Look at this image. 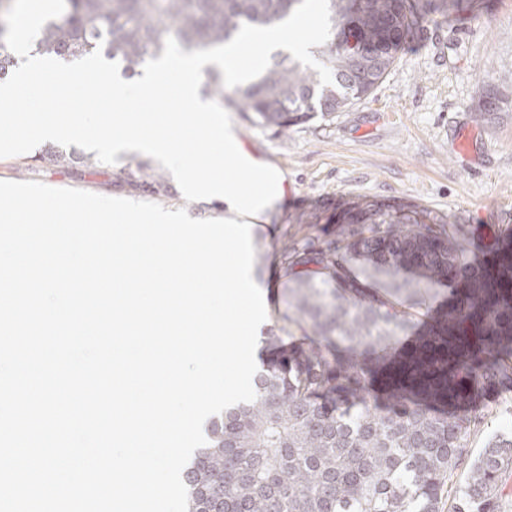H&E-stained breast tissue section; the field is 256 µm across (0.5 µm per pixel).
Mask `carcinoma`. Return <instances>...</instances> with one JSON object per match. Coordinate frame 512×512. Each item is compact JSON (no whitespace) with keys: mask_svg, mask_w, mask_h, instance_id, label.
<instances>
[{"mask_svg":"<svg viewBox=\"0 0 512 512\" xmlns=\"http://www.w3.org/2000/svg\"><path fill=\"white\" fill-rule=\"evenodd\" d=\"M302 0H66L31 53L66 62L101 49L125 75L158 59L167 37L187 52L229 42L244 24L270 26ZM332 38L316 52L333 82L289 56L225 92L211 71L205 93L281 131L315 112L331 115L369 95L407 38L427 21L432 0H329ZM0 80L20 57L3 41ZM512 100V79L489 82L478 111ZM42 159L94 164L53 147ZM119 177L152 188L162 175L137 163ZM348 237L313 250L285 252L287 267L322 269L328 279L298 277L283 290L287 316L309 329L288 347L273 329L271 356L253 384L255 401L224 412L210 442L184 468L188 512H501L512 492V434L497 435L469 459L468 441L488 416L472 408L486 392L512 391V226L498 232L496 259L465 260L463 228L388 204L342 210ZM366 260L359 279L343 253ZM453 286L451 303L406 350L392 347L415 323L407 309L436 287Z\"/></svg>","mask_w":512,"mask_h":512,"instance_id":"1","label":"carcinoma"}]
</instances>
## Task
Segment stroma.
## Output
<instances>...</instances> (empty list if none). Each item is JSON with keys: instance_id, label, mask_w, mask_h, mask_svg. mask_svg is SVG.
<instances>
[{"instance_id": "1", "label": "stroma", "mask_w": 512, "mask_h": 512, "mask_svg": "<svg viewBox=\"0 0 512 512\" xmlns=\"http://www.w3.org/2000/svg\"><path fill=\"white\" fill-rule=\"evenodd\" d=\"M499 76H512V0H457L431 14L370 95L340 112L314 114L285 131L231 112L243 151L283 172V189L309 199L291 210L276 201L252 227V272L267 310L259 336L282 323L285 247L344 238L336 212L352 202L401 205L464 225L468 260L490 255L498 225H512V103L491 114L477 105L481 84ZM463 128L473 141L464 159L454 148ZM41 154L0 158V180L155 202L198 219L216 214L207 201H186L175 183L152 194L119 180L118 165L60 167Z\"/></svg>"}]
</instances>
